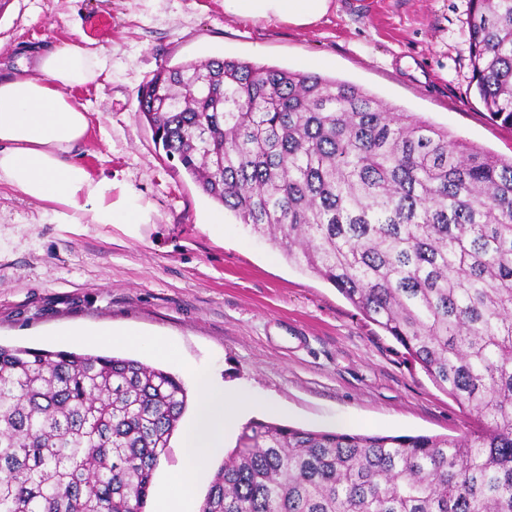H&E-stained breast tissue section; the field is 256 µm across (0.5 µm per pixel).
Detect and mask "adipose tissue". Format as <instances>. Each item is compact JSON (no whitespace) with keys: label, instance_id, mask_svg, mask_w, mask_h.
Instances as JSON below:
<instances>
[{"label":"adipose tissue","instance_id":"ef3b65f1","mask_svg":"<svg viewBox=\"0 0 512 512\" xmlns=\"http://www.w3.org/2000/svg\"><path fill=\"white\" fill-rule=\"evenodd\" d=\"M332 0H224L226 14L275 18L305 28L327 15ZM111 66L103 51L68 44L44 53L35 70L20 66L0 76V184L51 204L59 224H145L149 212L139 195L107 177L93 178L72 152L87 135V111L69 96ZM248 402L197 378L196 414L183 435L186 468L171 476L158 512H187L185 487L202 472L236 427Z\"/></svg>","mask_w":512,"mask_h":512}]
</instances>
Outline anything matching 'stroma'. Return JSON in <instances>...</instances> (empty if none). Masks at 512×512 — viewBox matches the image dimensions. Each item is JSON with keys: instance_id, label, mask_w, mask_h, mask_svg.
Returning a JSON list of instances; mask_svg holds the SVG:
<instances>
[{"instance_id": "1", "label": "stroma", "mask_w": 512, "mask_h": 512, "mask_svg": "<svg viewBox=\"0 0 512 512\" xmlns=\"http://www.w3.org/2000/svg\"><path fill=\"white\" fill-rule=\"evenodd\" d=\"M469 0H333L301 29L233 17L224 0H0V69L47 48L105 50L112 67L70 95L89 132L73 153L92 177L134 189L146 224H54L43 203L0 186V345L132 357L189 367L277 406L273 421L315 431L460 438L476 421L405 349L331 284L290 263L202 193L156 149L139 89L164 65L213 57L318 73L357 85L454 138L512 158V129L471 83ZM108 14L97 37L86 21ZM223 215L220 224L213 215ZM167 339L178 359L104 330Z\"/></svg>"}]
</instances>
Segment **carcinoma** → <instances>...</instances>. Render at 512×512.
I'll return each instance as SVG.
<instances>
[{"label":"carcinoma","instance_id":"obj_1","mask_svg":"<svg viewBox=\"0 0 512 512\" xmlns=\"http://www.w3.org/2000/svg\"><path fill=\"white\" fill-rule=\"evenodd\" d=\"M471 82L512 127V0H469ZM155 146L331 283L481 427L250 421L201 512H512V160L319 74L209 58L137 95ZM188 407L137 359L0 346V512H144Z\"/></svg>","mask_w":512,"mask_h":512}]
</instances>
